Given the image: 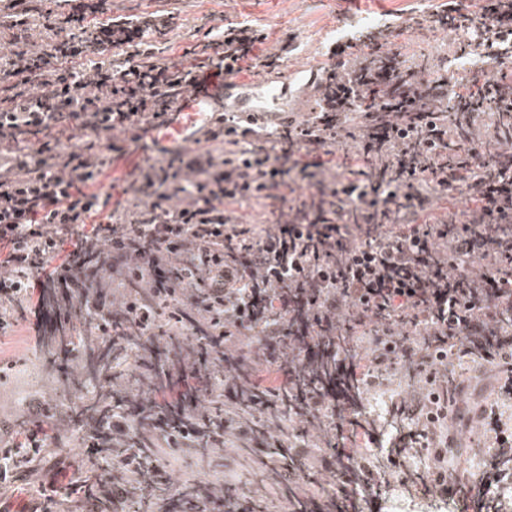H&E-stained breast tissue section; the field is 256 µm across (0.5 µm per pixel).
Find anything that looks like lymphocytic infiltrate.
Instances as JSON below:
<instances>
[{"label": "lymphocytic infiltrate", "instance_id": "lymphocytic-infiltrate-1", "mask_svg": "<svg viewBox=\"0 0 512 512\" xmlns=\"http://www.w3.org/2000/svg\"><path fill=\"white\" fill-rule=\"evenodd\" d=\"M506 2L448 0L433 24L412 25L422 39L456 32L463 55L474 29L512 43ZM111 10L112 0H8L0 22L11 46L0 55V337L49 324L135 345L124 406L100 429L81 430L77 410L58 414L38 396L0 420V459L36 451L0 466V512L22 484L39 488L22 512H55L77 489L106 512H377L397 481L461 512H512L491 494L512 482L500 413L512 403V164L494 162L512 142L487 123L512 60L492 50L482 71L421 78L429 93L452 88L453 106L468 112L463 143L447 113L418 105L398 79V53L367 36L334 47L312 73L311 111L273 127L213 112L189 148L161 141L185 96L222 76L273 72L278 57L256 55V35L231 26L205 31L190 63L167 61L145 38L151 19ZM34 16L55 34L49 48L32 41ZM370 95L374 111L348 126ZM408 127L422 138L390 188L375 169ZM349 144L353 155L341 156ZM131 147L146 159L117 196L98 191L107 161ZM293 171L307 194L287 181ZM458 194L470 207L432 215L435 199ZM50 284L64 303L48 315L29 295ZM322 361L330 377L305 384L303 370ZM263 367L280 382L263 383ZM478 376L498 400L464 412ZM393 382V411L412 426L382 463L362 462L351 443L375 434L350 390ZM143 419L162 451L155 467L133 443ZM472 428L493 440L487 464L449 487L448 453ZM108 448L111 470L87 473ZM197 449L211 465L194 499L180 467ZM411 454L431 466L407 470ZM132 464L162 496L141 503L115 483Z\"/></svg>", "mask_w": 512, "mask_h": 512}]
</instances>
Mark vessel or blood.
<instances>
[{"label":"vessel or blood","mask_w":512,"mask_h":512,"mask_svg":"<svg viewBox=\"0 0 512 512\" xmlns=\"http://www.w3.org/2000/svg\"><path fill=\"white\" fill-rule=\"evenodd\" d=\"M289 85L271 86L269 80L241 84L236 79L225 78L219 98L189 93L185 102L171 116V127L179 134L183 144H193L196 136L192 129L208 112H238L258 114L269 125L287 118L292 107L289 103Z\"/></svg>","instance_id":"obj_1"}]
</instances>
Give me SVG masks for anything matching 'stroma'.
Returning <instances> with one entry per match:
<instances>
[{
	"label": "stroma",
	"instance_id": "1",
	"mask_svg": "<svg viewBox=\"0 0 512 512\" xmlns=\"http://www.w3.org/2000/svg\"><path fill=\"white\" fill-rule=\"evenodd\" d=\"M447 0H114L112 15L135 19L141 16L164 18L177 11L174 24L156 35L157 47L166 59H180L184 50L202 40L209 26H246L259 35L257 55L280 57L279 73H294L299 68L317 69L340 38H356L367 32L364 19L380 18L392 22L394 33L389 49L408 54L435 52L455 47L458 35L438 31L422 43L409 28L410 19H430ZM40 349L34 336L21 334L0 346V357L15 356L24 364L0 383V417L19 415L27 396L39 393L53 396L52 386L31 377L26 367Z\"/></svg>",
	"mask_w": 512,
	"mask_h": 512
}]
</instances>
